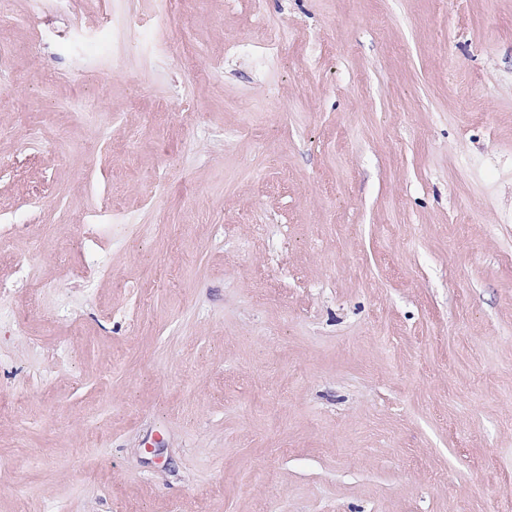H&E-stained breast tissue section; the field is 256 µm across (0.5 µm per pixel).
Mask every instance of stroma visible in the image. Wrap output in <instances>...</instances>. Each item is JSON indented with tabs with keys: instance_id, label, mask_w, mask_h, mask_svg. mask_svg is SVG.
<instances>
[{
	"instance_id": "stroma-1",
	"label": "stroma",
	"mask_w": 512,
	"mask_h": 512,
	"mask_svg": "<svg viewBox=\"0 0 512 512\" xmlns=\"http://www.w3.org/2000/svg\"><path fill=\"white\" fill-rule=\"evenodd\" d=\"M1 52L0 512H512V0H6Z\"/></svg>"
}]
</instances>
